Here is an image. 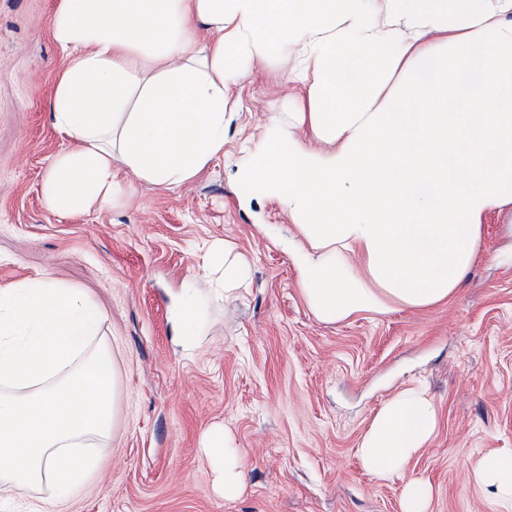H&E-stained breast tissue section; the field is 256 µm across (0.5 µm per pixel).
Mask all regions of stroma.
Masks as SVG:
<instances>
[{
    "label": "stroma",
    "instance_id": "obj_1",
    "mask_svg": "<svg viewBox=\"0 0 512 512\" xmlns=\"http://www.w3.org/2000/svg\"><path fill=\"white\" fill-rule=\"evenodd\" d=\"M55 2L0 0V289L47 278L102 311L116 423L77 494L17 485L12 512H400L401 480L372 479L356 448L383 402L418 383L439 424L408 476L432 485L431 512H497L471 465L512 451V203L483 218L481 249L447 300L320 321L280 244L290 217L242 204L227 166L271 107L296 111L284 52L243 83L224 155L198 176L166 188L124 171V205L54 214L41 183L71 143L48 118ZM215 240L245 260L246 288H212L204 246ZM187 300L200 310L188 347L175 330ZM223 429L245 475L236 498L205 451Z\"/></svg>",
    "mask_w": 512,
    "mask_h": 512
}]
</instances>
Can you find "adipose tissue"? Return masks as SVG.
<instances>
[{"label": "adipose tissue", "instance_id": "obj_1", "mask_svg": "<svg viewBox=\"0 0 512 512\" xmlns=\"http://www.w3.org/2000/svg\"><path fill=\"white\" fill-rule=\"evenodd\" d=\"M206 40H198L197 29ZM61 52L50 118L72 147L50 161L43 199L58 215L113 207L116 169L183 184L224 154L234 88L292 46L305 144L271 114L232 161L243 202H276L303 245L292 255L323 321L448 299L472 265L486 213L512 202V0H58ZM208 268L225 290L246 269L228 244ZM438 424L425 389L397 392L356 455L372 478H403L401 512H429L432 488L404 479ZM224 493L244 473L232 438L213 435ZM512 512V455L472 466Z\"/></svg>", "mask_w": 512, "mask_h": 512}]
</instances>
